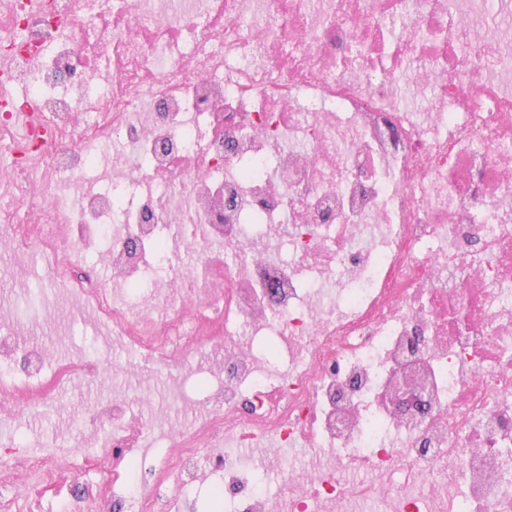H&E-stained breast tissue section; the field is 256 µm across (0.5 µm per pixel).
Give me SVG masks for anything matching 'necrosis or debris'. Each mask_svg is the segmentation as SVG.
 <instances>
[{"instance_id":"1","label":"necrosis or debris","mask_w":512,"mask_h":512,"mask_svg":"<svg viewBox=\"0 0 512 512\" xmlns=\"http://www.w3.org/2000/svg\"><path fill=\"white\" fill-rule=\"evenodd\" d=\"M484 4L0 0V82L24 92L0 103V240L50 256L49 287L158 372L208 379L202 422L148 448L129 399L96 405L110 464L89 512H181L203 486L213 512H276L245 454L267 435L269 455L332 458L282 469L289 512H366L399 471L395 512H512V0ZM112 143V187L89 191ZM92 248L111 277L75 279ZM160 269L203 271L202 294L162 297ZM96 371L0 326V402ZM91 465L0 448L46 491ZM135 471L151 484L131 496Z\"/></svg>"}]
</instances>
